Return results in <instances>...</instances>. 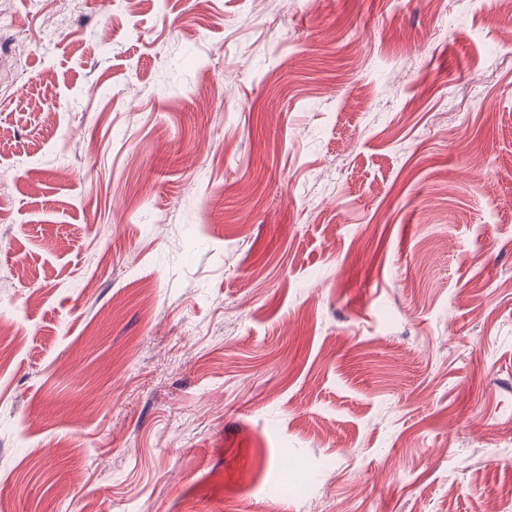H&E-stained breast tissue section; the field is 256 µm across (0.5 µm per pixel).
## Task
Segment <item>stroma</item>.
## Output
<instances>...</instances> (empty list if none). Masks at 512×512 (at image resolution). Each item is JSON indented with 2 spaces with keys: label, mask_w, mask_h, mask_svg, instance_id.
I'll use <instances>...</instances> for the list:
<instances>
[{
  "label": "stroma",
  "mask_w": 512,
  "mask_h": 512,
  "mask_svg": "<svg viewBox=\"0 0 512 512\" xmlns=\"http://www.w3.org/2000/svg\"><path fill=\"white\" fill-rule=\"evenodd\" d=\"M7 10L10 512H495L512 484V12ZM283 480L296 491L269 495Z\"/></svg>",
  "instance_id": "35a3bbf8"
}]
</instances>
